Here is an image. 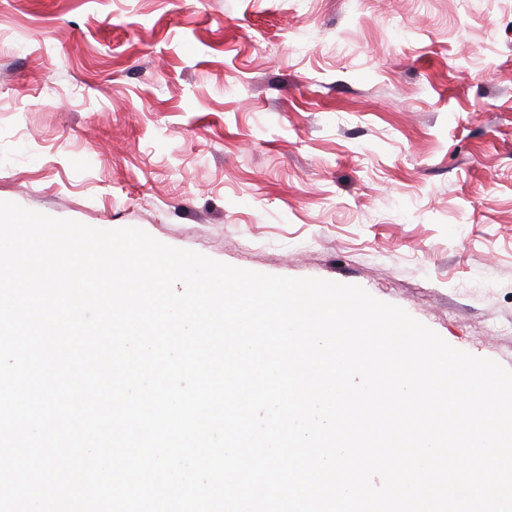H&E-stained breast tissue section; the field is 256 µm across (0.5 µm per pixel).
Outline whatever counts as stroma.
Listing matches in <instances>:
<instances>
[{"mask_svg": "<svg viewBox=\"0 0 512 512\" xmlns=\"http://www.w3.org/2000/svg\"><path fill=\"white\" fill-rule=\"evenodd\" d=\"M0 35V201L512 369V0H0Z\"/></svg>", "mask_w": 512, "mask_h": 512, "instance_id": "1", "label": "stroma"}]
</instances>
